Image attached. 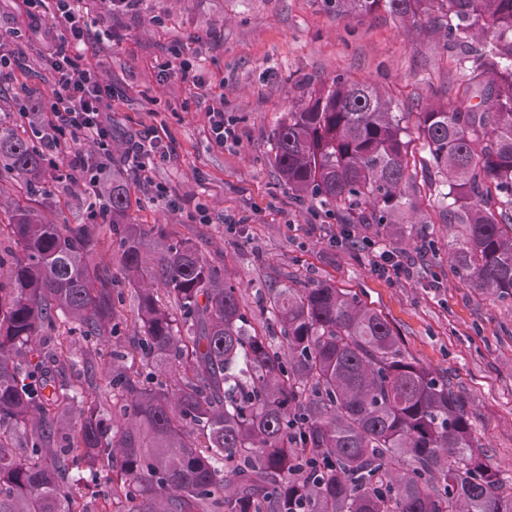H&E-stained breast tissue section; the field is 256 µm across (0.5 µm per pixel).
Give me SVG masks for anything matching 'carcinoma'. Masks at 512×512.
Wrapping results in <instances>:
<instances>
[{"label":"carcinoma","instance_id":"1","mask_svg":"<svg viewBox=\"0 0 512 512\" xmlns=\"http://www.w3.org/2000/svg\"><path fill=\"white\" fill-rule=\"evenodd\" d=\"M336 13L426 20L479 80L465 108L430 104L418 130L433 212L468 287L512 298V0H333ZM274 163L294 196L344 224L402 234L419 210L407 129L374 83L338 74L309 88L272 130ZM0 171L27 201L0 251V512H86L72 487L112 472L120 512H512V487L483 462L468 404L410 358L387 319L355 293L317 282L269 288L250 311L195 239L128 222L123 166L93 188L103 224H54L30 205L48 192L32 140L0 131ZM134 287L140 368L112 350L104 377L121 419L84 404L40 349L58 323L108 343ZM157 282L170 306L146 282ZM280 336L288 359L273 348ZM183 370L177 388L153 371ZM25 442L24 453L15 448Z\"/></svg>","mask_w":512,"mask_h":512}]
</instances>
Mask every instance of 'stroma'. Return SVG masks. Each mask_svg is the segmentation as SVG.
<instances>
[{
	"mask_svg": "<svg viewBox=\"0 0 512 512\" xmlns=\"http://www.w3.org/2000/svg\"><path fill=\"white\" fill-rule=\"evenodd\" d=\"M75 13L95 36L86 63L112 88V135L126 141L156 128L172 155L146 178L131 180L130 218L164 224L197 236L209 260L260 292L284 284L327 282L357 293L381 312L416 361L450 377L464 395L486 464L512 484V299L499 300L465 286L449 266L448 227L414 224L400 244L383 226L344 228L339 217L300 201L281 182L271 132L282 114L319 82L344 75L371 81L404 114L415 161L425 152L419 114L430 99L462 106L474 83L471 68L456 64L431 29L417 30L386 14L340 16L327 0H141L135 11L115 13L111 0H74ZM20 0H0V26L22 31V55L0 78V125L30 130L54 89ZM194 65V80L162 71L174 48ZM208 86L206 103L194 81ZM223 108L238 141L218 148L209 138L206 105ZM59 179L49 180L43 204L56 222H91L92 191L68 178V155L56 158ZM167 188L179 208L154 197ZM203 203L211 223L194 220ZM414 264L408 279L389 281L373 269L377 251ZM48 351L70 356L63 377L88 379L108 350L97 340L59 328Z\"/></svg>",
	"mask_w": 512,
	"mask_h": 512,
	"instance_id": "obj_1",
	"label": "stroma"
}]
</instances>
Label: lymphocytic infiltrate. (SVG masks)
<instances>
[{
	"mask_svg": "<svg viewBox=\"0 0 512 512\" xmlns=\"http://www.w3.org/2000/svg\"><path fill=\"white\" fill-rule=\"evenodd\" d=\"M72 2L55 0L56 23L46 27L40 14L44 0H22L30 27L42 44V56L58 74V89L49 102L47 127L41 136L45 159L54 163L64 144H74L70 169L93 182L112 171V95L95 71L82 62L81 47L87 44L89 33ZM84 140L92 141L101 151L94 162H87L78 148ZM124 157L132 162V171L139 176L147 167L170 160L171 155L154 131L128 143Z\"/></svg>",
	"mask_w": 512,
	"mask_h": 512,
	"instance_id": "1",
	"label": "lymphocytic infiltrate"
}]
</instances>
